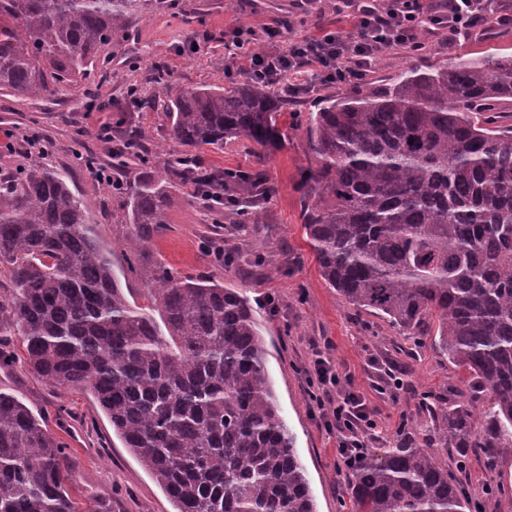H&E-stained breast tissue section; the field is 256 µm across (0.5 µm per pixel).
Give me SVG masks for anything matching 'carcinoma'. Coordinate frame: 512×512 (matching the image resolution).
<instances>
[{"instance_id":"carcinoma-1","label":"carcinoma","mask_w":512,"mask_h":512,"mask_svg":"<svg viewBox=\"0 0 512 512\" xmlns=\"http://www.w3.org/2000/svg\"><path fill=\"white\" fill-rule=\"evenodd\" d=\"M153 0H0V93L39 97L86 82ZM171 134L191 148L280 142L289 97L249 81L172 94L157 66ZM512 58L453 56L408 67L380 88L323 97L306 128L316 168L301 174L303 227L322 278L353 307L385 317L465 371L467 404L436 400L438 442L401 436L354 471L355 512H487L439 449L475 448L488 468L512 459ZM194 155H140L126 208L128 270L112 272L70 171L32 164L0 174V303L23 364L91 394L112 434L175 512H317L279 413L263 330L248 298L207 275L143 262L168 211L192 195ZM224 222L246 224L271 192L260 173L226 170ZM65 447L21 399L0 391V512H99L78 506Z\"/></svg>"}]
</instances>
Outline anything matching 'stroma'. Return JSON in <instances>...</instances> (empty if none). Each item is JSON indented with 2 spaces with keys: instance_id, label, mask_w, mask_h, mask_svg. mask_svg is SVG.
Masks as SVG:
<instances>
[{
  "instance_id": "1",
  "label": "stroma",
  "mask_w": 512,
  "mask_h": 512,
  "mask_svg": "<svg viewBox=\"0 0 512 512\" xmlns=\"http://www.w3.org/2000/svg\"><path fill=\"white\" fill-rule=\"evenodd\" d=\"M329 17L328 10L314 5L297 9L293 0H177L172 7L165 2L151 7L112 43V63L97 75L94 86L78 81L67 92L26 99L0 94V168L46 163L70 169L77 197L99 236L112 248L123 287L134 299H141L146 285L128 273L123 246L125 197L89 169L74 165L73 141H80L84 151L124 184H132L141 170L139 160L117 154L116 143H102L93 125L102 120L120 132L130 124L144 132L149 153L179 151L163 112L137 109L131 103L130 88L145 96L157 91L156 64H163L174 90L224 87L248 78L245 61L231 68L224 61V35L230 29L273 26L285 19L293 34H314ZM194 39L200 48L193 53L189 43ZM459 52L512 57V29L479 31L453 46L433 44L426 61L441 65ZM326 92V87H319L286 107L279 123L284 133L279 148L261 153L249 141L238 139L203 153L212 170L259 171L272 186L273 193L258 208L249 234L227 232L225 246L252 256L274 253L275 265H223L207 256L201 243L212 229V217L189 196L169 211L150 257L185 275L214 276L250 300L266 327L268 372L280 414L306 466L317 510L353 512L352 484L339 468L336 436L321 424L310 398L306 369L313 350L321 349L343 380L376 409L378 430L371 452L378 456L393 446L403 428L416 427L423 438L433 435L424 413L426 400L441 396L461 402L468 394L463 372L447 358L429 348L415 349L383 318L352 309L319 273L305 238L299 182L301 172L314 164L306 147V125ZM97 106L102 112L96 116L92 110ZM0 348L15 357L13 363L0 365V388L13 391L40 413L49 431L65 445L73 475L69 491L75 501L100 497L104 512H173L164 491L113 435L89 393L53 387L23 367L20 337L0 338ZM393 376L402 378V387L383 392ZM443 458L472 500L486 502L488 512H512V461L501 465L504 490L490 500L485 486L495 473L486 469L475 449L451 448Z\"/></svg>"
}]
</instances>
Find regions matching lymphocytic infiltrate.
Returning a JSON list of instances; mask_svg holds the SVG:
<instances>
[{
  "mask_svg": "<svg viewBox=\"0 0 512 512\" xmlns=\"http://www.w3.org/2000/svg\"><path fill=\"white\" fill-rule=\"evenodd\" d=\"M337 19L349 20L353 32L327 29L321 35L289 36L267 26H237L224 42V56L235 63L244 46L260 45L247 58L246 72L270 88L289 84L311 91L315 84L362 83L386 48L419 49L442 35L456 43L488 27L512 28V0L490 13L488 0H332ZM311 370L319 384L336 391L318 403L319 418L337 440L340 467L353 471L366 456L365 434L375 429L374 410L360 394L343 385L321 350H314Z\"/></svg>",
  "mask_w": 512,
  "mask_h": 512,
  "instance_id": "f902f5d3",
  "label": "lymphocytic infiltrate"
}]
</instances>
